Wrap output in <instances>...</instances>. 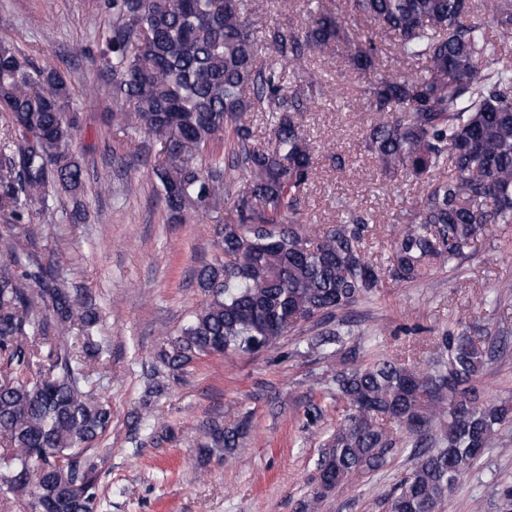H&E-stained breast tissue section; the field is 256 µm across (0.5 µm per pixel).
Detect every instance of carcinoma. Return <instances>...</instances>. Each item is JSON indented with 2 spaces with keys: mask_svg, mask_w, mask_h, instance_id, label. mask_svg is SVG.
Masks as SVG:
<instances>
[{
  "mask_svg": "<svg viewBox=\"0 0 512 512\" xmlns=\"http://www.w3.org/2000/svg\"><path fill=\"white\" fill-rule=\"evenodd\" d=\"M350 12L395 37L394 59L417 61L416 76L374 71V33L350 38L341 15L316 0L299 28H275L270 47L290 71L314 50L343 48L366 79L371 107L391 119L373 124L366 147L388 176L411 175L424 192L394 238L386 267L366 253L362 217L311 233L294 217L315 166L298 115L299 92L284 73L257 62L247 0H104L112 25L99 31L112 119L160 146L152 176L176 220L206 213L228 189L226 171L248 183L234 219L213 225L224 259L199 273L206 300L156 353L176 378L210 355H254L290 330L384 287L412 282L459 262L490 227L512 224V0H348ZM479 8L487 21H466ZM497 38L486 35V26ZM0 213L26 232L35 205L64 198L74 222L87 218L83 162L72 149L82 114L64 72L36 63L0 36ZM259 114L270 145L252 142ZM228 156L203 159L227 129ZM29 251L14 234L0 248V493L26 498L27 512H104L98 465L89 451L112 427L94 365L100 315L93 299L53 266L25 269ZM343 343L339 330L313 337L312 351ZM484 351L460 333L441 337L439 356L420 372L398 358L344 364L336 396L346 414L328 436L318 469L345 485L384 466L405 436L414 469L391 493L389 512H442L448 494L512 425V403L481 398L474 380ZM241 425L209 424L210 447L230 453Z\"/></svg>",
  "mask_w": 512,
  "mask_h": 512,
  "instance_id": "carcinoma-1",
  "label": "carcinoma"
}]
</instances>
